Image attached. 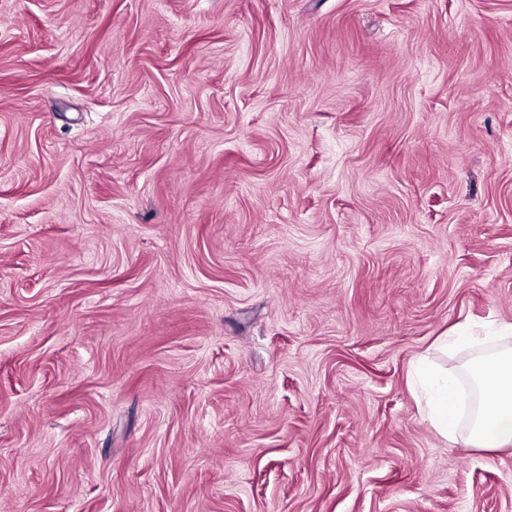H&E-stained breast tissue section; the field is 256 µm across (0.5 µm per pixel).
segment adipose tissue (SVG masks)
I'll return each instance as SVG.
<instances>
[{"mask_svg": "<svg viewBox=\"0 0 512 512\" xmlns=\"http://www.w3.org/2000/svg\"><path fill=\"white\" fill-rule=\"evenodd\" d=\"M497 336H476L465 328L443 337L438 347L449 352L462 346L488 347L476 358L470 372L479 392V404L470 420L466 441L476 448L512 447V349L501 347ZM425 398L431 426L448 440L458 437L462 395L454 378L418 364L413 374Z\"/></svg>", "mask_w": 512, "mask_h": 512, "instance_id": "ef3b65f1", "label": "adipose tissue"}]
</instances>
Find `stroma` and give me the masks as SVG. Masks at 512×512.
<instances>
[{"instance_id":"35a3bbf8","label":"stroma","mask_w":512,"mask_h":512,"mask_svg":"<svg viewBox=\"0 0 512 512\" xmlns=\"http://www.w3.org/2000/svg\"><path fill=\"white\" fill-rule=\"evenodd\" d=\"M512 324V0H0V512H512L414 361ZM508 336H474L471 331L459 328L452 334L444 336L438 343V348L448 352H456L462 346L468 345L473 348L482 346H497L501 340ZM412 379L424 392L431 426L448 441H456L462 408V395L456 380L432 370L422 362L415 368Z\"/></svg>"}]
</instances>
